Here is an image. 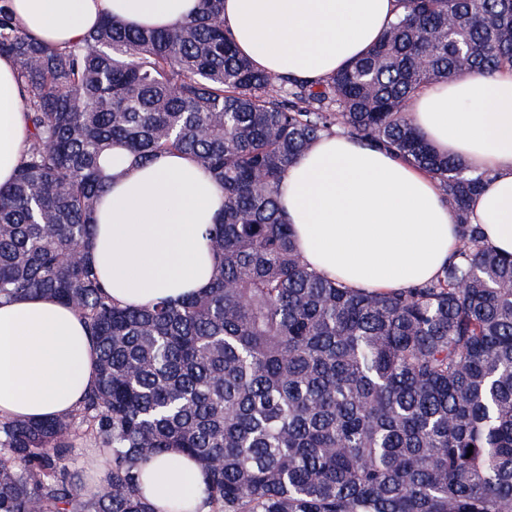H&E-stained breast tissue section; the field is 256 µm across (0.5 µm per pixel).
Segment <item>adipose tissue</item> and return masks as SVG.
Listing matches in <instances>:
<instances>
[{
  "label": "adipose tissue",
  "instance_id": "adipose-tissue-1",
  "mask_svg": "<svg viewBox=\"0 0 512 512\" xmlns=\"http://www.w3.org/2000/svg\"><path fill=\"white\" fill-rule=\"evenodd\" d=\"M30 38L64 48L106 17L139 27L194 16L200 0H8ZM396 0H224L239 52L265 71L316 80L342 69L385 33ZM14 65L0 57V185L27 140ZM411 119L440 153L488 173L469 207L488 243L512 255V69L433 83ZM224 192L181 153L112 164L90 257L113 299L140 307L209 288L215 257L203 227ZM280 203L308 267L353 289L387 291L434 278L458 247L456 217L435 182L389 151L344 134L315 141L287 170ZM96 349L83 320L54 298L0 303V417L41 420L79 402L95 377ZM198 464L170 454L143 468L156 512H207Z\"/></svg>",
  "mask_w": 512,
  "mask_h": 512
}]
</instances>
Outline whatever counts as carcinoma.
Wrapping results in <instances>:
<instances>
[{
  "label": "carcinoma",
  "instance_id": "carcinoma-1",
  "mask_svg": "<svg viewBox=\"0 0 512 512\" xmlns=\"http://www.w3.org/2000/svg\"><path fill=\"white\" fill-rule=\"evenodd\" d=\"M382 38L317 80L254 68L224 0L168 28L105 18L36 42L0 0L29 137L0 187V300L51 295L84 318L96 379L56 418H0V512H155L141 475L200 465L209 512H512V256L467 205L486 179L410 118L427 84L512 67V0H397ZM426 59L427 66L419 64ZM341 132L429 173L459 247L436 279L352 290L310 271L278 192ZM179 152L224 190L202 295L127 307L88 254L113 159ZM100 449L69 468L75 437Z\"/></svg>",
  "mask_w": 512,
  "mask_h": 512
}]
</instances>
